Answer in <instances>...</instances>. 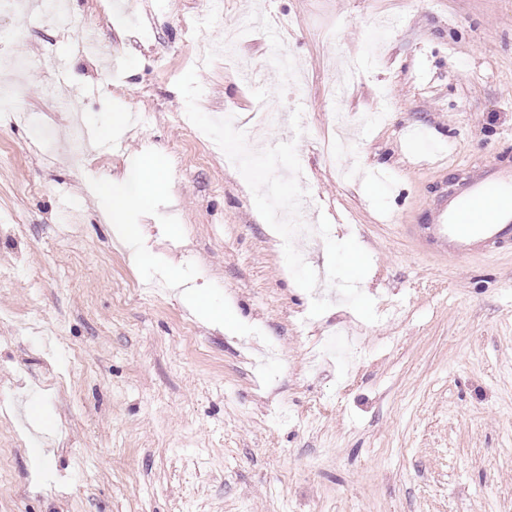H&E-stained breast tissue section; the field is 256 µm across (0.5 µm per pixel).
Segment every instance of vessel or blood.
<instances>
[{
    "label": "vessel or blood",
    "instance_id": "vessel-or-blood-1",
    "mask_svg": "<svg viewBox=\"0 0 512 512\" xmlns=\"http://www.w3.org/2000/svg\"><path fill=\"white\" fill-rule=\"evenodd\" d=\"M423 243L455 260L512 246V159L477 164L435 200L418 227Z\"/></svg>",
    "mask_w": 512,
    "mask_h": 512
}]
</instances>
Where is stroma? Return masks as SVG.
<instances>
[{
    "label": "stroma",
    "instance_id": "stroma-1",
    "mask_svg": "<svg viewBox=\"0 0 512 512\" xmlns=\"http://www.w3.org/2000/svg\"><path fill=\"white\" fill-rule=\"evenodd\" d=\"M75 20L107 56L42 9L0 10L12 53L54 46L0 81L31 115L0 111V512H512V252L458 262L412 235L443 177L512 154V0H78ZM228 20L261 83L220 53L195 65L186 24L218 45ZM61 63L68 83H46ZM57 103L124 150L74 167ZM227 109L223 150L186 162L184 113ZM154 148L169 182L125 216L141 262L86 185L134 188ZM296 206L314 248L269 219ZM338 328L354 358L311 368Z\"/></svg>",
    "mask_w": 512,
    "mask_h": 512
}]
</instances>
